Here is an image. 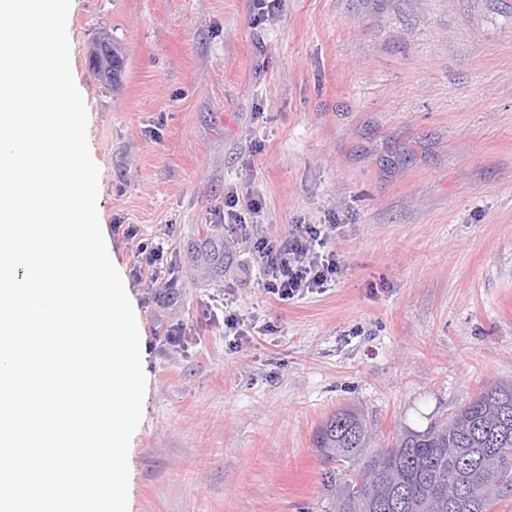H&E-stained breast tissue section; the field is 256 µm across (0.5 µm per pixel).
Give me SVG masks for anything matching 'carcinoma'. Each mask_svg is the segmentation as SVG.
<instances>
[{
    "label": "carcinoma",
    "instance_id": "cac0c4a2",
    "mask_svg": "<svg viewBox=\"0 0 512 512\" xmlns=\"http://www.w3.org/2000/svg\"><path fill=\"white\" fill-rule=\"evenodd\" d=\"M124 58L117 50L92 59V70L115 82ZM372 427L356 409L330 415L313 447L346 470L322 474L333 512H494L512 492V383L493 382L448 421L423 430L403 428L391 445L365 456Z\"/></svg>",
    "mask_w": 512,
    "mask_h": 512
}]
</instances>
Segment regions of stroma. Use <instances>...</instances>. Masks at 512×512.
<instances>
[{
    "instance_id": "obj_1",
    "label": "stroma",
    "mask_w": 512,
    "mask_h": 512,
    "mask_svg": "<svg viewBox=\"0 0 512 512\" xmlns=\"http://www.w3.org/2000/svg\"><path fill=\"white\" fill-rule=\"evenodd\" d=\"M67 26L147 353L128 512H331L329 415L360 409L378 449L512 382V0H281L262 24L252 0H74ZM107 34L113 85L88 68ZM230 190L261 202L252 237L335 223V283L270 298ZM126 225L168 244L171 295Z\"/></svg>"
}]
</instances>
